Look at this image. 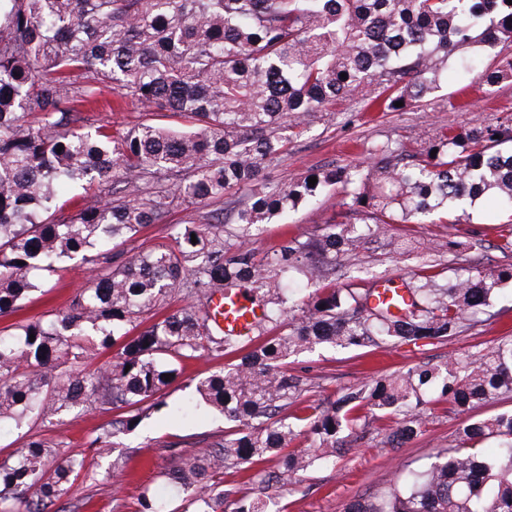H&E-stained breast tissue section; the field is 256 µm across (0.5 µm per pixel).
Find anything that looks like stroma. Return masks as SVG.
<instances>
[{"label":"stroma","instance_id":"stroma-1","mask_svg":"<svg viewBox=\"0 0 512 512\" xmlns=\"http://www.w3.org/2000/svg\"><path fill=\"white\" fill-rule=\"evenodd\" d=\"M444 104L430 109L413 107L403 112H339L335 123L312 121L309 129L289 144L279 159L266 164L269 182L292 184L328 163L342 166L367 162L372 144L387 139L401 140L412 147H424L438 134L461 131L474 124L512 115V82L491 88L477 78L465 81L449 77L443 88ZM341 194L328 187L317 204L293 212L286 223L264 224L254 230L249 246L257 256L275 249L283 238L306 237L320 232L324 224L336 218ZM198 208L174 205L166 223L149 226L123 243L124 251H146L168 242L170 225L198 220ZM500 216L492 202H484L461 214L456 224H412L409 232L424 247H433L441 239H464L476 232L482 240L473 256L483 267L512 264V255L502 252L499 232ZM400 265L385 238L366 244L351 274L360 277H394ZM85 277L84 270L62 273L54 288L41 297H32L20 316L0 317V329L16 318L35 319L42 315L66 311L73 291ZM490 320L442 344L404 345L393 350H348L319 348L300 355L288 366L289 374L299 377L313 401L333 397L341 388L377 378L398 370L434 363L448 353H465L492 347L500 339L512 337V285L504 284ZM227 357L205 356L183 364L179 381L166 392L168 406H184V415L166 410L151 412L134 432L117 438L113 452L100 457L90 451L89 442L102 426L119 418L121 409L94 403L87 411L54 419L40 429L45 438L58 442L57 453L85 461V469L75 481L62 504L68 512H138L142 496L159 500L164 512H183V503L166 481V474L178 460L169 447L177 445L194 452L224 434V417L208 407H196L195 384L210 371L227 364ZM464 423L461 416L439 405L429 419L422 436L390 452L385 448V433L370 428L338 460L336 466L309 472L303 481L275 485L260 490L254 478L228 472L224 489L232 499L253 498L266 493L269 512H345L354 497L373 501L386 497L403 475L426 467L438 451L456 446Z\"/></svg>","mask_w":512,"mask_h":512}]
</instances>
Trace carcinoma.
Here are the masks:
<instances>
[{
    "label": "carcinoma",
    "mask_w": 512,
    "mask_h": 512,
    "mask_svg": "<svg viewBox=\"0 0 512 512\" xmlns=\"http://www.w3.org/2000/svg\"><path fill=\"white\" fill-rule=\"evenodd\" d=\"M499 45L497 65L484 66V50ZM462 49L471 53L457 56ZM451 66L489 87L512 82L511 4L0 0V315L21 311L62 263L89 271L67 312L0 332V423L28 426L0 461V512H46L84 467L57 460L54 443L33 431L37 422L98 401L124 409L91 442L108 453L144 407L165 405L180 361L205 353L239 358L196 385L231 426L196 454L178 452L166 473L192 512H225L229 469L277 456L284 484L335 462L363 416L396 418L387 443L398 448L422 435L429 405L440 400L465 416L461 445L408 471L384 500L358 497L345 512H512V412L470 415L512 393V339L287 414L307 392L286 372L289 358L317 346L443 343L483 322L500 286L512 283V264H470L475 237L439 244L460 274L448 279L439 264L421 261L403 282L406 302L376 305V280L339 273L394 224H455L458 208L489 195L512 213L511 117L444 132L422 150L376 143L369 166L331 163L289 187L264 176L311 117L332 123L342 102L382 112L403 111L399 101L436 105ZM105 89L138 102L145 119L117 136L89 123L83 113ZM329 185L343 193L334 223L256 260L247 246L253 229L285 220ZM231 189L248 197L235 227L206 212L172 226L168 244L131 256L117 250L163 222L174 203L206 207ZM353 214L362 224L349 221ZM390 244L400 256L423 250L406 233ZM295 273L311 289L305 300L290 282ZM230 287L263 308L256 330L275 335L247 348L214 326L208 300ZM184 290L195 303L163 311ZM148 314L155 321L142 330ZM119 338L112 360L92 367ZM301 435L308 447L290 449ZM488 438L498 440L493 456L479 448ZM231 512H267V502L241 498Z\"/></svg>",
    "instance_id": "obj_1"
}]
</instances>
